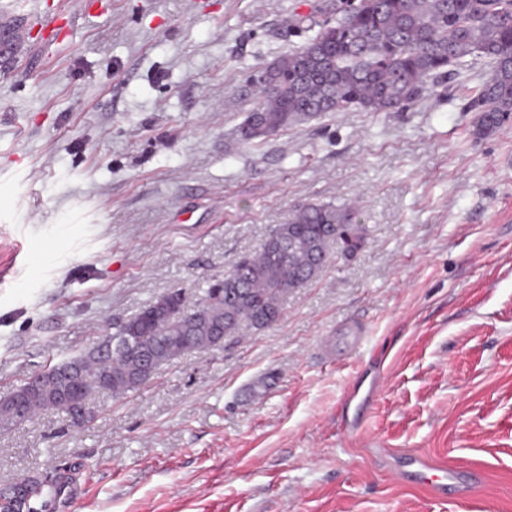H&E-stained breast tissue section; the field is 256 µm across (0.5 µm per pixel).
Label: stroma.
<instances>
[{"label":"stroma","mask_w":512,"mask_h":512,"mask_svg":"<svg viewBox=\"0 0 512 512\" xmlns=\"http://www.w3.org/2000/svg\"><path fill=\"white\" fill-rule=\"evenodd\" d=\"M330 0H61L0 67V396L156 296L192 311L291 207L359 205L280 320L159 368L91 422L0 429V486L60 469L79 512H512V122L479 140L482 59L402 112L246 142L249 77ZM480 470L439 501L394 476Z\"/></svg>","instance_id":"35a3bbf8"}]
</instances>
